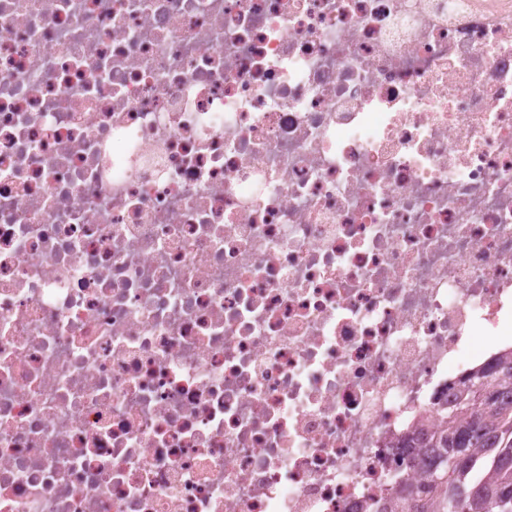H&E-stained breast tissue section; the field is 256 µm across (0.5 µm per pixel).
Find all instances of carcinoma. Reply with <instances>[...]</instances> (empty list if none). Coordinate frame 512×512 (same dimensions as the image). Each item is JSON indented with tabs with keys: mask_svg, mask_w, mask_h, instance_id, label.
I'll return each mask as SVG.
<instances>
[{
	"mask_svg": "<svg viewBox=\"0 0 512 512\" xmlns=\"http://www.w3.org/2000/svg\"><path fill=\"white\" fill-rule=\"evenodd\" d=\"M483 381L490 402L475 399ZM409 454L423 453L424 483H399L404 512H502L504 489L512 492V352L493 357L459 382L440 424L403 439Z\"/></svg>",
	"mask_w": 512,
	"mask_h": 512,
	"instance_id": "cac0c4a2",
	"label": "carcinoma"
}]
</instances>
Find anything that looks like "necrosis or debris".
I'll use <instances>...</instances> for the list:
<instances>
[{"mask_svg": "<svg viewBox=\"0 0 512 512\" xmlns=\"http://www.w3.org/2000/svg\"><path fill=\"white\" fill-rule=\"evenodd\" d=\"M510 349L512 0H0V512H396Z\"/></svg>", "mask_w": 512, "mask_h": 512, "instance_id": "1", "label": "necrosis or debris"}]
</instances>
